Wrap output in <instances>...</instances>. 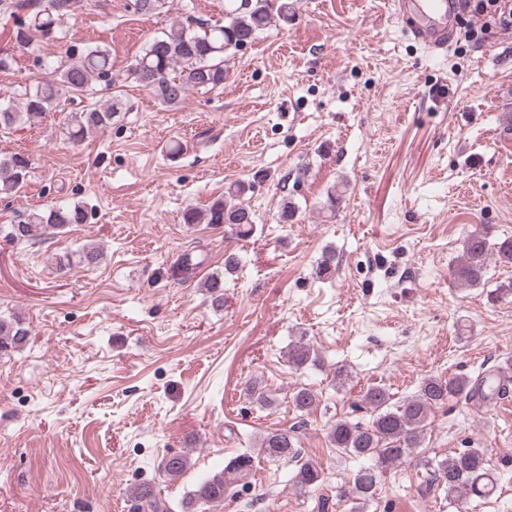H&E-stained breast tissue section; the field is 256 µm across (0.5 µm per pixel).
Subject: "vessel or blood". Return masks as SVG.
<instances>
[{
	"mask_svg": "<svg viewBox=\"0 0 512 512\" xmlns=\"http://www.w3.org/2000/svg\"><path fill=\"white\" fill-rule=\"evenodd\" d=\"M393 15L413 41L433 54L453 46L457 0H393Z\"/></svg>",
	"mask_w": 512,
	"mask_h": 512,
	"instance_id": "vessel-or-blood-1",
	"label": "vessel or blood"
}]
</instances>
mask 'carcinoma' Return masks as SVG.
<instances>
[{"mask_svg": "<svg viewBox=\"0 0 512 512\" xmlns=\"http://www.w3.org/2000/svg\"><path fill=\"white\" fill-rule=\"evenodd\" d=\"M75 5V0H47L26 18L18 19L15 9L20 4L0 0V11L15 18L12 37L18 46L28 48L40 39L51 40L61 33L62 23ZM295 17L294 4L289 0H226L224 24L203 30L193 28L188 21L172 25L168 31L146 40L135 56L130 74L135 82L153 93L162 107H175L191 91L208 93L222 87L235 51L252 43L274 20L286 24ZM95 83L108 91L107 98L69 113L65 121L69 139L74 143L103 132L112 125L117 113L126 110V101L120 92L112 90V59L109 51L101 47L83 51L72 61L53 68L49 79H39L24 87L18 97L0 103V130L38 125L59 106L61 98L82 99ZM30 168V159L25 155L0 157V198L19 193L27 182ZM245 192L246 186L241 182L230 185L224 199L213 202L207 209H187L184 223L224 224L241 236L251 234L255 213L244 199ZM343 193L341 188L327 192L323 204L326 217H335ZM89 217L91 213L79 203L35 208L23 221L12 225L10 236L21 241L33 240L47 228L85 224ZM492 253L501 262L512 264V238L493 247L483 233H471L465 241L463 258L452 270L453 278L464 286L480 285L487 275L488 256ZM28 336L29 330L21 318H0V357L20 348ZM316 362L317 357L308 344L298 341L288 346V363L294 367ZM245 392L259 406L271 405L269 395L257 382L246 384ZM506 392V385L487 373L473 380L429 377L417 394L398 404L391 403L385 389H368L362 396V402L371 412L368 423L340 419L329 430V442L338 452L369 461L355 475L353 487L340 492L339 498L352 503L350 512H363L364 505L374 497L384 471L401 464L412 449L420 447L434 407L450 398L489 405ZM292 402L297 410L307 413L318 405V398L313 391L300 388L293 393ZM260 459L269 463H295L292 482L305 493L319 489L324 482V471L318 461L302 457L295 448L293 430L277 429L261 438L257 453L241 452L230 458L219 473L200 480L191 491L185 509L221 502L234 487L249 485L256 461ZM189 466V458L184 454L161 462L163 472L171 480L179 479ZM433 473L434 479L444 482L448 505L455 512H468L471 498L486 497L496 486L482 448H466L444 457L437 462ZM131 496L140 512H168L166 504L146 486L133 487Z\"/></svg>", "mask_w": 512, "mask_h": 512, "instance_id": "cac0c4a2", "label": "carcinoma"}]
</instances>
